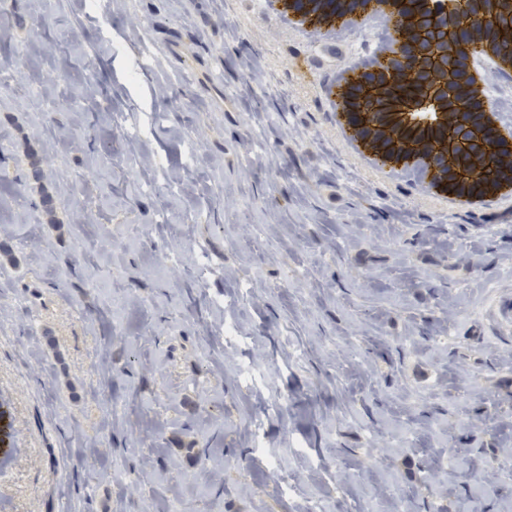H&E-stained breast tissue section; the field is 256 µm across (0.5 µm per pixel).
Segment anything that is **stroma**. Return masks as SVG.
I'll list each match as a JSON object with an SVG mask.
<instances>
[{"label":"stroma","instance_id":"1","mask_svg":"<svg viewBox=\"0 0 512 512\" xmlns=\"http://www.w3.org/2000/svg\"><path fill=\"white\" fill-rule=\"evenodd\" d=\"M1 24L0 512H512V196L445 202L352 150L330 90L380 16ZM292 0H266L265 7L276 12L288 24V22L298 28L307 30L315 28L328 34H336V29L346 26L351 20L356 18L357 13L337 15L330 14L327 17H319L315 14H304L291 7Z\"/></svg>","mask_w":512,"mask_h":512}]
</instances>
